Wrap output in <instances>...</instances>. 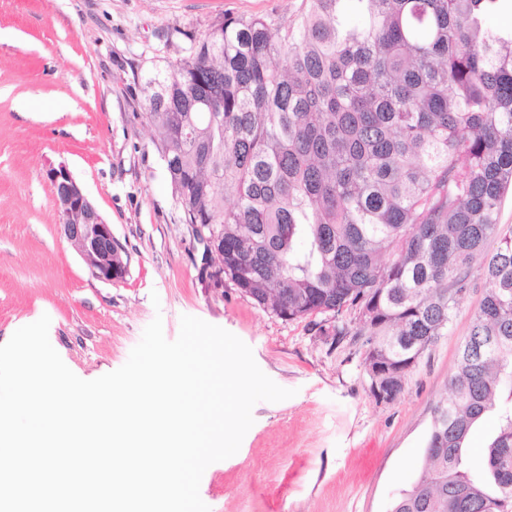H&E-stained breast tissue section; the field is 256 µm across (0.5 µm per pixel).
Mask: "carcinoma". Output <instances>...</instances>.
Wrapping results in <instances>:
<instances>
[{"mask_svg": "<svg viewBox=\"0 0 512 512\" xmlns=\"http://www.w3.org/2000/svg\"><path fill=\"white\" fill-rule=\"evenodd\" d=\"M226 16L147 78L184 224L224 236V277L288 319L346 311L365 360L407 372L448 331L488 244L486 289L392 512H512V30L505 0H306ZM485 466L465 454L489 413Z\"/></svg>", "mask_w": 512, "mask_h": 512, "instance_id": "1", "label": "carcinoma"}]
</instances>
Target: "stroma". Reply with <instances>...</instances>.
<instances>
[{"instance_id":"stroma-1","label":"stroma","mask_w":512,"mask_h":512,"mask_svg":"<svg viewBox=\"0 0 512 512\" xmlns=\"http://www.w3.org/2000/svg\"><path fill=\"white\" fill-rule=\"evenodd\" d=\"M302 0H0V345L49 315V339L78 377L120 368L161 317L236 335L293 397L255 404L238 452L211 464L200 496L211 512H391L420 471L432 408L487 282L472 271L448 332L377 401L364 350L320 333L333 320H288L206 272V244L183 223L143 87L183 55L184 32L224 14L292 20ZM68 165L112 226L123 281L91 276L57 223L46 161Z\"/></svg>"}]
</instances>
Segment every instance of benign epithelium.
I'll list each match as a JSON object with an SVG mask.
<instances>
[{
    "label": "benign epithelium",
    "mask_w": 512,
    "mask_h": 512,
    "mask_svg": "<svg viewBox=\"0 0 512 512\" xmlns=\"http://www.w3.org/2000/svg\"><path fill=\"white\" fill-rule=\"evenodd\" d=\"M64 236L78 251L93 277L112 283L125 279L127 263L109 224L90 202L64 162L49 163L43 171ZM372 394L379 401H391L396 391L384 382L390 373L368 368Z\"/></svg>",
    "instance_id": "7a95c632"
}]
</instances>
